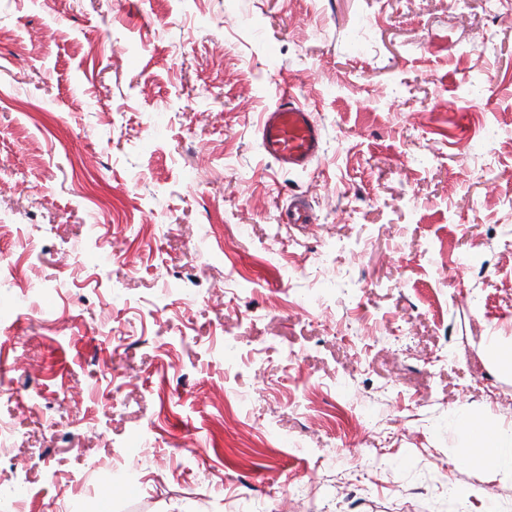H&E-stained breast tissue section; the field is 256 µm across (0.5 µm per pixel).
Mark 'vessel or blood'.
Instances as JSON below:
<instances>
[{"label":"vessel or blood","mask_w":512,"mask_h":512,"mask_svg":"<svg viewBox=\"0 0 512 512\" xmlns=\"http://www.w3.org/2000/svg\"><path fill=\"white\" fill-rule=\"evenodd\" d=\"M260 140L264 153L288 169H307L323 150L322 131L312 111L291 99L264 112ZM280 221L312 224L316 217L309 205L297 198L281 212Z\"/></svg>","instance_id":"vessel-or-blood-1"}]
</instances>
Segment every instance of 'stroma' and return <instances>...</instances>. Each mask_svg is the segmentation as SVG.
Here are the masks:
<instances>
[{
  "label": "stroma",
  "instance_id": "1",
  "mask_svg": "<svg viewBox=\"0 0 512 512\" xmlns=\"http://www.w3.org/2000/svg\"><path fill=\"white\" fill-rule=\"evenodd\" d=\"M0 216V512H512V0H0ZM263 152L281 167L305 170L323 150V136L313 112L291 99L276 104L263 114L260 125ZM315 221L314 212L301 198L294 199L280 214L282 224H312ZM472 435V451L460 460L461 465L491 467L512 475V432L491 429L466 420Z\"/></svg>",
  "mask_w": 512,
  "mask_h": 512
}]
</instances>
